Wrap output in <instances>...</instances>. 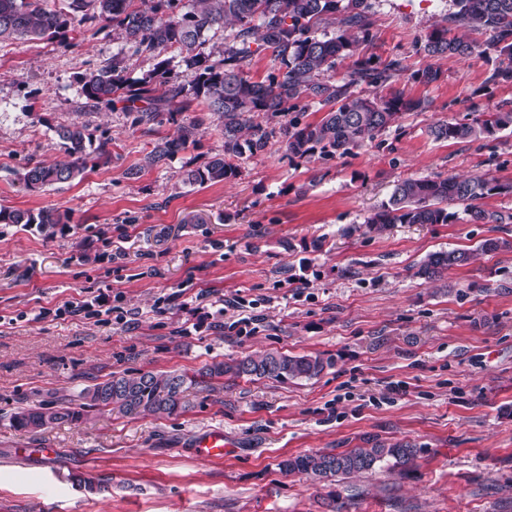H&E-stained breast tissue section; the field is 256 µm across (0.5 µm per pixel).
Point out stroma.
Wrapping results in <instances>:
<instances>
[{
	"instance_id": "obj_1",
	"label": "stroma",
	"mask_w": 512,
	"mask_h": 512,
	"mask_svg": "<svg viewBox=\"0 0 512 512\" xmlns=\"http://www.w3.org/2000/svg\"><path fill=\"white\" fill-rule=\"evenodd\" d=\"M360 53L405 69L389 89L428 100L354 154L292 158L283 140L239 159V174L205 186L188 170L224 150L217 115L199 102L132 125L121 109L89 107L79 77L123 54L135 82L150 55L88 23L66 40L0 42V206L70 213L47 237L0 224V512H512V249L479 256L440 282L417 276L440 249L512 242L511 224L364 221L408 177L484 175L512 181V129L436 141L432 124L512 111V82L493 83L496 55L430 58L419 46L435 26L484 41L449 22L451 0H373ZM433 66L425 85L414 72ZM197 145L153 165L157 141L194 117ZM86 124L112 161L81 179L28 192L15 172L64 157L56 130ZM89 290L112 298L125 323L103 316L39 319ZM244 311L218 313L219 300ZM28 313V321L10 317ZM257 316L239 336L227 325ZM278 350L322 353L335 365L312 380L217 382L187 411L130 420L92 413L38 433L14 429L17 408L73 395L113 372H193L212 358ZM405 382L394 397L391 383ZM223 430V457L197 458L194 441ZM378 438L419 449L406 471L318 482L286 475L284 457L342 451ZM28 456H21V449ZM51 448V460L38 456ZM109 478L104 494L72 475Z\"/></svg>"
}]
</instances>
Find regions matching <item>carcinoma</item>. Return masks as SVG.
<instances>
[{"label": "carcinoma", "mask_w": 512, "mask_h": 512, "mask_svg": "<svg viewBox=\"0 0 512 512\" xmlns=\"http://www.w3.org/2000/svg\"><path fill=\"white\" fill-rule=\"evenodd\" d=\"M63 6L49 9L44 0H0V40L54 39L88 22L112 25L120 38L136 51L159 56L173 48L186 69L194 72V82L186 86L163 59L145 78L130 83L124 77V58L110 62L80 77L87 103L122 105L133 116V124L155 121L162 113L170 115L189 106L193 100L205 104L218 116L224 134V151L204 166L187 171L182 183H219L239 174L233 160L265 152L276 137L285 140L288 154L307 157L315 154L333 158L346 156L367 141H373L398 123L407 112H423L428 103L407 98L401 92L367 96L356 92L361 84L384 86L404 71L401 60L380 64L372 56H356L360 42L370 35L372 0H194L190 7L183 0H62ZM456 12L450 20L490 33L489 41L479 43L464 36L448 37V27L432 29L422 49L431 57H471L492 52L508 64L497 68L490 80L512 82V0H453ZM331 22L338 26L332 36H319L316 28ZM230 26L224 37L222 59L210 62L205 34ZM256 48H251V45ZM269 52L284 71L265 82L249 75L255 52ZM356 57L354 67L341 81L333 79L336 62ZM306 100L327 109L317 122H303L290 109ZM263 114L265 121L254 117ZM204 118L197 117L179 127L173 140L156 144L151 161L159 163L175 152L194 145L202 132ZM512 128V112H484L455 122L443 121L430 127L436 141H458L489 136ZM68 160L51 164L36 163L17 174V181L29 191L71 182L85 173L88 165L109 164L112 155L105 140L92 147L87 128L80 122L56 130ZM512 193V184L493 178H407L393 188L389 199L365 220L371 232H382L392 224H447L457 213L448 206L463 207L472 224H503L512 215L489 211L480 200ZM70 216L54 208L37 213L0 206L1 224L36 227L54 234ZM507 240L490 238L476 248L439 250L428 254L418 265L416 275L431 282L441 280L448 270L469 264L478 255L507 249ZM332 358L322 353L292 355L265 351L213 360L188 375L177 372H114L101 382L82 388L73 400L54 396L50 400L18 408L10 423L29 432L45 430L61 423L76 424L95 410L136 419L145 415H175L188 407L187 392L208 388L213 382L239 379H271L288 382L315 379L333 367ZM366 448L342 452H316L288 456L278 463L284 474H303L314 480L332 481L368 473L382 462L394 468H410L418 449L407 442L389 443L371 439ZM73 482L90 493L109 489L101 475H75Z\"/></svg>", "instance_id": "1"}]
</instances>
